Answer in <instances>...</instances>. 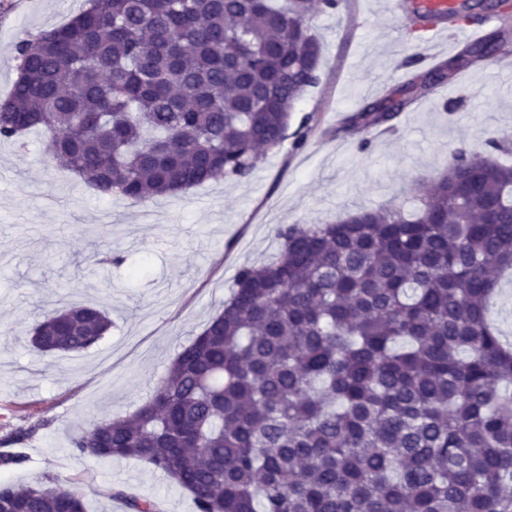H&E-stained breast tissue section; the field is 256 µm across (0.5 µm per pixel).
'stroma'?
<instances>
[{
    "instance_id": "35a3bbf8",
    "label": "stroma",
    "mask_w": 512,
    "mask_h": 512,
    "mask_svg": "<svg viewBox=\"0 0 512 512\" xmlns=\"http://www.w3.org/2000/svg\"><path fill=\"white\" fill-rule=\"evenodd\" d=\"M84 0H0V100L16 78L17 43L67 23ZM392 0H350L347 11L314 12L322 81L308 88L288 130L304 116L318 126L302 148L267 152L247 179H217L176 197L135 203L104 197L55 171L41 133L0 144V439L34 427L20 449L29 461L0 481L50 475L83 494L86 512H127L113 496L126 485L163 512H196L191 495L135 459L100 461L71 448L78 428L132 414L154 391L181 346L229 298L239 268L274 260L277 225L325 224L360 208L411 204L420 178L442 171L459 146L482 152L512 133V82L488 70L462 74L441 99L372 131L371 146L336 128L364 100L411 70L426 43L406 34ZM125 262L114 266L113 255ZM97 305L113 326L79 354L46 355L31 327L60 301Z\"/></svg>"
}]
</instances>
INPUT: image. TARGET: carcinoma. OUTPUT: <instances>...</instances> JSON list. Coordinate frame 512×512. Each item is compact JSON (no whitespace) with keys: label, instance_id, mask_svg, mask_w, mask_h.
<instances>
[{"label":"carcinoma","instance_id":"obj_1","mask_svg":"<svg viewBox=\"0 0 512 512\" xmlns=\"http://www.w3.org/2000/svg\"><path fill=\"white\" fill-rule=\"evenodd\" d=\"M348 0H85L67 24L16 45L0 141L47 133L57 172L135 202L241 180L286 139L319 80V6ZM446 14L412 8L427 25ZM502 28L364 103L344 129H388L413 103L498 57ZM450 150L413 211L382 205L334 224L278 225V257L242 266L224 308L183 345L129 416L71 438L97 460L133 457L187 490L198 512H512V343L488 320L512 267V135ZM112 321L63 303L44 353L98 343ZM1 451L0 469L24 465ZM128 512L160 504L128 489ZM0 512H85L49 475L0 484Z\"/></svg>","mask_w":512,"mask_h":512}]
</instances>
